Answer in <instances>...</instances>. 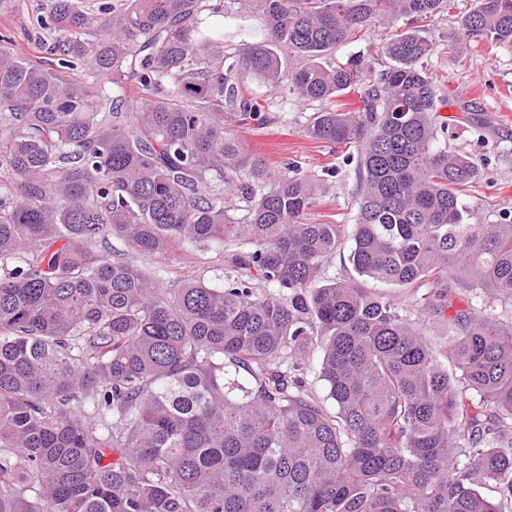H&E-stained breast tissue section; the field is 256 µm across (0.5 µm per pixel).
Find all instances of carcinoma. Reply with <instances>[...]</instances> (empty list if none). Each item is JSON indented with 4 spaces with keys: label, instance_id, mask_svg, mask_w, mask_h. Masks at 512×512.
Returning <instances> with one entry per match:
<instances>
[{
    "label": "carcinoma",
    "instance_id": "1",
    "mask_svg": "<svg viewBox=\"0 0 512 512\" xmlns=\"http://www.w3.org/2000/svg\"><path fill=\"white\" fill-rule=\"evenodd\" d=\"M449 6L47 0L48 57L0 47V512H512V322L467 298L512 301V218L468 222L479 171L420 35ZM244 12L263 39L207 33ZM377 20L406 25L374 44L386 69L333 62ZM461 26L511 44L512 0ZM244 73L357 152L352 229L306 221L318 185L231 133L264 119ZM111 238L237 250L219 285L170 282ZM369 282L428 289L445 345Z\"/></svg>",
    "mask_w": 512,
    "mask_h": 512
}]
</instances>
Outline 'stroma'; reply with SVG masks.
I'll use <instances>...</instances> for the list:
<instances>
[{
  "mask_svg": "<svg viewBox=\"0 0 512 512\" xmlns=\"http://www.w3.org/2000/svg\"><path fill=\"white\" fill-rule=\"evenodd\" d=\"M454 3L450 12L433 21L429 37L434 51L427 70L441 79L448 96L449 143L471 157L481 171L476 187L466 195L473 220L495 224L501 215H512V43L493 47L467 38L460 19L474 0ZM44 4L45 0H0V39L15 53L29 58L40 55L49 39L36 23ZM251 89L255 101L270 103L269 119L262 125L235 128V136L266 162L288 158L316 176L335 170V177L327 182L324 205L312 210L309 219L354 224L355 161L346 160L343 149L324 147L305 136L309 107L292 98L274 97L262 84H252ZM232 250L229 244L205 249L185 246L156 258L138 256L134 262L164 269L173 278L217 285L227 270L225 257Z\"/></svg>",
  "mask_w": 512,
  "mask_h": 512,
  "instance_id": "35a3bbf8",
  "label": "stroma"
}]
</instances>
